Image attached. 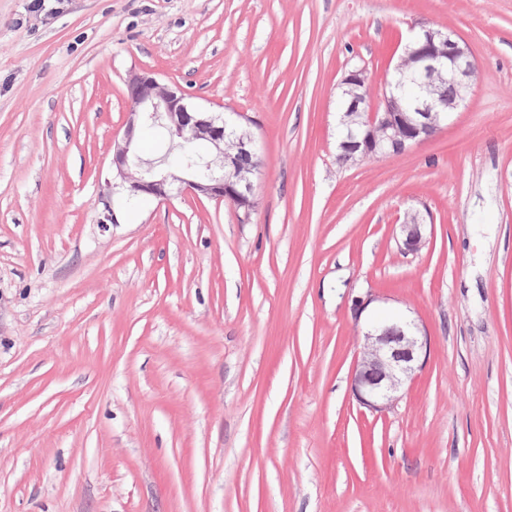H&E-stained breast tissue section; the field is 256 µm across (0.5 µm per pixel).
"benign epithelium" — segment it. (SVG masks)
<instances>
[{
    "instance_id": "7a95c632",
    "label": "benign epithelium",
    "mask_w": 512,
    "mask_h": 512,
    "mask_svg": "<svg viewBox=\"0 0 512 512\" xmlns=\"http://www.w3.org/2000/svg\"><path fill=\"white\" fill-rule=\"evenodd\" d=\"M476 70L457 33L423 25L393 67L400 76L395 88L375 95L364 70L348 71L341 80L339 125L347 135L339 137L340 154L363 160L385 155L392 142L406 151L427 140L466 99ZM448 82L455 90L451 97L443 91ZM125 86L130 107L124 137L112 144V187H122L135 201H169L179 194L227 201L249 218L256 207L254 185L237 168L236 157L255 153L252 134L244 130L226 141L228 121L217 122L190 103L180 87L161 82L151 72L130 71ZM156 123L177 144L202 146L204 171L149 163L134 153V130ZM423 225L424 218L417 214L402 224L404 251L422 248ZM427 345L428 336L421 334L418 324L401 314L368 324L359 336L351 373L357 402L374 412L390 408L422 368L420 358Z\"/></svg>"
}]
</instances>
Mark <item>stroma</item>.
Segmentation results:
<instances>
[{
    "mask_svg": "<svg viewBox=\"0 0 512 512\" xmlns=\"http://www.w3.org/2000/svg\"><path fill=\"white\" fill-rule=\"evenodd\" d=\"M33 2L0 0V512H512V0ZM422 25L468 43L470 97L342 162V77L380 90ZM133 70L241 114L248 222L113 192ZM359 297L430 342L381 414ZM425 219L417 214H413L410 220L407 219L401 224L403 233L402 247L405 252H418L424 245V239L421 227L425 225Z\"/></svg>",
    "mask_w": 512,
    "mask_h": 512,
    "instance_id": "obj_1",
    "label": "stroma"
}]
</instances>
